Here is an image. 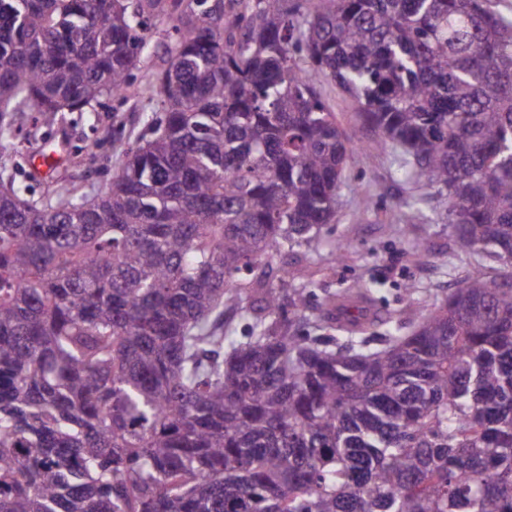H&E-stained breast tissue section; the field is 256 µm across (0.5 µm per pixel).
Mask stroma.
Listing matches in <instances>:
<instances>
[{
	"mask_svg": "<svg viewBox=\"0 0 512 512\" xmlns=\"http://www.w3.org/2000/svg\"><path fill=\"white\" fill-rule=\"evenodd\" d=\"M170 42L167 19H155L149 46L131 71V95L112 96L94 111L64 113L52 121L36 111L18 115L11 138L0 146V167L28 185L37 198L56 181L74 184L91 197L103 192L127 149L162 113L156 74L165 65ZM322 98L353 147L342 175L336 218L323 227L318 253L300 249L289 254V287L316 281L321 298L367 282L375 291V316L405 321L419 307L440 304L475 267H484L494 277L507 276L506 267L459 244L448 222L445 195L425 179L399 174L389 150L364 125L348 93L327 81ZM60 138L67 144L65 159L47 177L34 178L31 171L43 148ZM338 243L349 247L351 259H333L329 250ZM417 244L426 251L419 262L412 257ZM408 283L415 285V294H405Z\"/></svg>",
	"mask_w": 512,
	"mask_h": 512,
	"instance_id": "1",
	"label": "stroma"
}]
</instances>
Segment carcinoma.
Instances as JSON below:
<instances>
[{
	"mask_svg": "<svg viewBox=\"0 0 512 512\" xmlns=\"http://www.w3.org/2000/svg\"><path fill=\"white\" fill-rule=\"evenodd\" d=\"M163 0H0L10 113L119 95ZM163 117L101 194L0 183V512H512V279L368 316L265 287L336 217L351 138L512 267V20L489 0H190ZM250 333L224 335L226 309Z\"/></svg>",
	"mask_w": 512,
	"mask_h": 512,
	"instance_id": "carcinoma-1",
	"label": "carcinoma"
}]
</instances>
